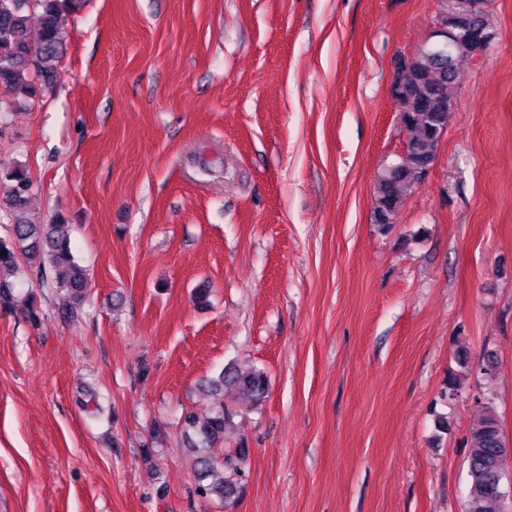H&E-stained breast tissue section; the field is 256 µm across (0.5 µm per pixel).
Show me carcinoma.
I'll return each mask as SVG.
<instances>
[{
	"label": "carcinoma",
	"mask_w": 512,
	"mask_h": 512,
	"mask_svg": "<svg viewBox=\"0 0 512 512\" xmlns=\"http://www.w3.org/2000/svg\"><path fill=\"white\" fill-rule=\"evenodd\" d=\"M81 0H0V91L26 85L34 100L58 77L64 51L66 17ZM442 23L458 33L479 29L493 39L485 12H461L440 0ZM469 53V44L458 41L453 48L432 43L400 66L392 88L402 104L401 122L413 131L403 152L386 165L377 178L373 200L374 223L387 230L405 191L420 182L435 158L438 142L448 127L451 104L448 87ZM0 221L10 224V239H0V305L9 302L13 290L10 277L18 270L19 258L35 268L36 285L55 293L65 292L70 303L63 313L69 319L84 314L88 274L76 261L71 248V225L58 214L48 224H34L24 217L33 182L23 166L0 167ZM208 386L219 405L203 421L186 411L180 418L183 432L197 448V492L204 497L227 499L235 495L244 477L247 448L224 450V429L233 409L223 402L224 394L244 392L258 403L269 389L261 370L242 373L224 368ZM468 489L464 512H489L490 505L503 501L512 459V440L504 435L490 403H483L467 438Z\"/></svg>",
	"instance_id": "cac0c4a2"
}]
</instances>
